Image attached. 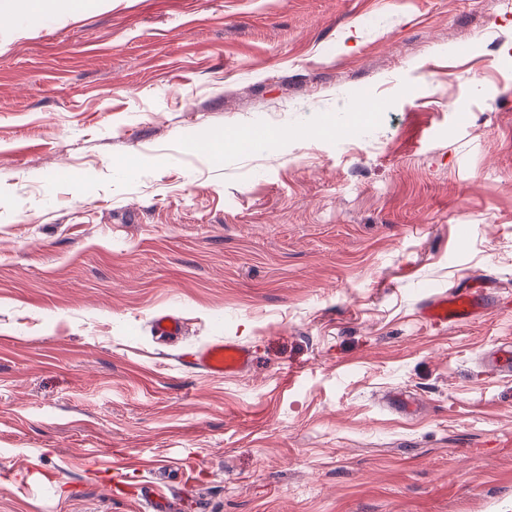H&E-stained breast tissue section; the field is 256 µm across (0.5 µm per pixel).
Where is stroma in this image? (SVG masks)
I'll list each match as a JSON object with an SVG mask.
<instances>
[{
  "label": "stroma",
  "instance_id": "35a3bbf8",
  "mask_svg": "<svg viewBox=\"0 0 512 512\" xmlns=\"http://www.w3.org/2000/svg\"><path fill=\"white\" fill-rule=\"evenodd\" d=\"M217 338L254 366L182 362ZM510 339L512 0L0 22V512H512ZM484 295L472 288H454L449 293L427 299L420 309L422 317L434 326H454L480 317L487 310Z\"/></svg>",
  "mask_w": 512,
  "mask_h": 512
}]
</instances>
